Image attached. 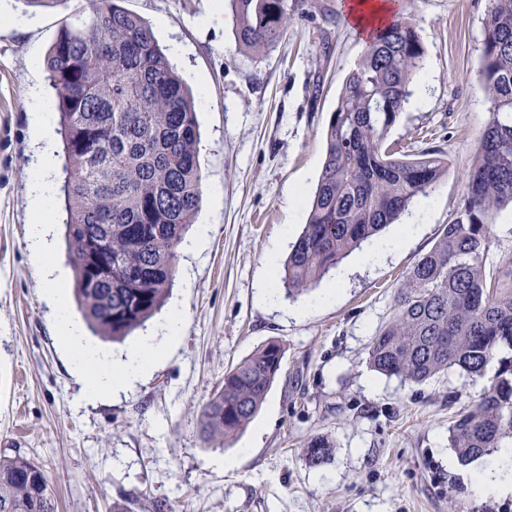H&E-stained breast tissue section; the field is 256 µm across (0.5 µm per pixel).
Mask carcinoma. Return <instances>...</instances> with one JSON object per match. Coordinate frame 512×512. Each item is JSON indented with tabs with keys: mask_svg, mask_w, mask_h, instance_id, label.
<instances>
[{
	"mask_svg": "<svg viewBox=\"0 0 512 512\" xmlns=\"http://www.w3.org/2000/svg\"><path fill=\"white\" fill-rule=\"evenodd\" d=\"M240 47L262 54L287 34L295 4L230 0ZM416 26L395 16L377 29L324 129V161L307 223L284 263L283 289L299 295L365 240L395 224L447 171L424 153L386 144L422 68ZM482 79L489 121L456 222L409 270L393 315L372 337L370 367L422 383L450 369L494 384L448 428L460 461L512 443V251L487 270L493 216L512 208V0H488ZM57 91L65 155V238L88 326L121 339L158 312L201 200L199 127L191 92L150 24L119 0H85L65 19L44 61ZM284 351L268 343L224 373L200 410L201 435L227 446L255 418ZM320 437L309 463L330 455ZM167 512L160 499L112 502V512ZM0 512H57L43 465L0 448Z\"/></svg>",
	"mask_w": 512,
	"mask_h": 512,
	"instance_id": "carcinoma-1",
	"label": "carcinoma"
}]
</instances>
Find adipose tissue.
I'll use <instances>...</instances> for the list:
<instances>
[{
  "instance_id": "ef3b65f1",
  "label": "adipose tissue",
  "mask_w": 512,
  "mask_h": 512,
  "mask_svg": "<svg viewBox=\"0 0 512 512\" xmlns=\"http://www.w3.org/2000/svg\"><path fill=\"white\" fill-rule=\"evenodd\" d=\"M53 169L52 152L50 148L44 147L41 152V171L28 187L32 215L28 227V247L35 270L46 281V297L54 306L57 328L75 356L74 374L83 380L86 397L94 398L110 389L132 387L143 375L149 361L165 354L177 340L183 320L181 315H173L158 334L148 337L139 348L117 361L102 357L85 342L81 326L68 315L64 284L55 276L49 261L53 247L48 224L51 212L49 177ZM472 483L480 496L512 493V448L501 449L483 469L475 471Z\"/></svg>"
}]
</instances>
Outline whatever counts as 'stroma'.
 Returning a JSON list of instances; mask_svg holds the SVG:
<instances>
[{"mask_svg":"<svg viewBox=\"0 0 512 512\" xmlns=\"http://www.w3.org/2000/svg\"><path fill=\"white\" fill-rule=\"evenodd\" d=\"M287 35L257 55L240 48L228 0H121L151 25L191 90L203 171L196 223L210 227L182 252L165 306L123 341L90 336L119 359L180 313L179 339L133 388L81 405L73 355L31 264L27 187L40 164L31 96L50 123L57 99L44 58L78 0L29 8L0 0V448L42 463L58 512H111L118 496L165 500L172 512H512V494L475 499L468 468L448 446L454 415L496 377L457 370L423 383L373 371L368 348L392 314L409 269L460 215L467 173L489 117L480 81L487 0H396L425 50L424 68L389 134L396 149L434 152L446 175L400 224L421 232L364 262L372 242L348 257V284L329 303L279 297L260 287L282 269L308 217L321 171L323 130L364 51L346 21V0H299ZM52 262L81 313L64 242L68 219L61 169L52 176ZM400 224L383 231L398 233ZM278 342L281 371L253 422L227 447L203 440L198 411L224 373L258 347ZM331 456L309 464L314 437ZM232 459V468L219 467Z\"/></svg>","mask_w":512,"mask_h":512,"instance_id":"stroma-1","label":"stroma"}]
</instances>
